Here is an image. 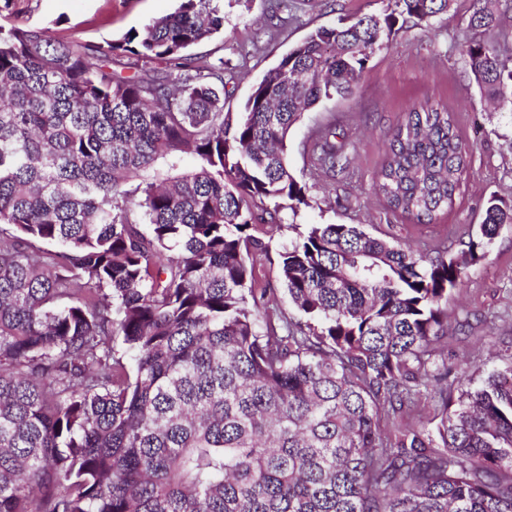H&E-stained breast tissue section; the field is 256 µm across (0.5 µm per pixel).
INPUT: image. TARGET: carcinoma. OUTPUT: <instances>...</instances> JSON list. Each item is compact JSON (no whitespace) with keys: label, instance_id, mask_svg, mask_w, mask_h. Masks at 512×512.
I'll use <instances>...</instances> for the list:
<instances>
[{"label":"carcinoma","instance_id":"1","mask_svg":"<svg viewBox=\"0 0 512 512\" xmlns=\"http://www.w3.org/2000/svg\"><path fill=\"white\" fill-rule=\"evenodd\" d=\"M211 2L98 45L0 25V512H512V367L459 372L432 426L380 428L455 370L432 367L448 295L512 208L489 200L455 252L311 224L278 253L279 286L258 269L256 222L308 205L291 129L353 93L399 20L453 0L316 29L238 112L224 59L191 53L224 28ZM509 9L473 0L465 55L512 107L492 37ZM317 149L348 167L330 133ZM466 166L453 113L426 105L392 133L375 191L430 223Z\"/></svg>","mask_w":512,"mask_h":512}]
</instances>
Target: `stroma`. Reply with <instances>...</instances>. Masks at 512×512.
<instances>
[{"mask_svg": "<svg viewBox=\"0 0 512 512\" xmlns=\"http://www.w3.org/2000/svg\"><path fill=\"white\" fill-rule=\"evenodd\" d=\"M276 11L275 0H213L224 16V32L194 47L197 55L224 59V109L239 111L253 85L293 45L320 26L365 14L388 13L392 0H290ZM178 0H0V24L48 28L59 41L97 44L140 28L175 11ZM472 0H454L449 15L427 23L395 26L371 55L353 93L316 105L288 138V165L308 189L295 227L261 225L272 258L260 261L266 278L278 277L276 251L294 240L305 224H360L372 235L390 234L426 252L449 230L480 223L490 197L512 207V117L482 97L466 62L467 19ZM447 105L469 150L468 167L452 205L433 223L417 224L392 211L373 189L394 129L407 112L425 103ZM347 132L355 144L351 178H332L314 169L311 146L328 127ZM452 358L475 379L512 365V226H503L486 257L465 269L448 297V337L434 362ZM434 389H424L403 412L383 414L388 432L405 424L438 421Z\"/></svg>", "mask_w": 512, "mask_h": 512, "instance_id": "stroma-1", "label": "stroma"}]
</instances>
